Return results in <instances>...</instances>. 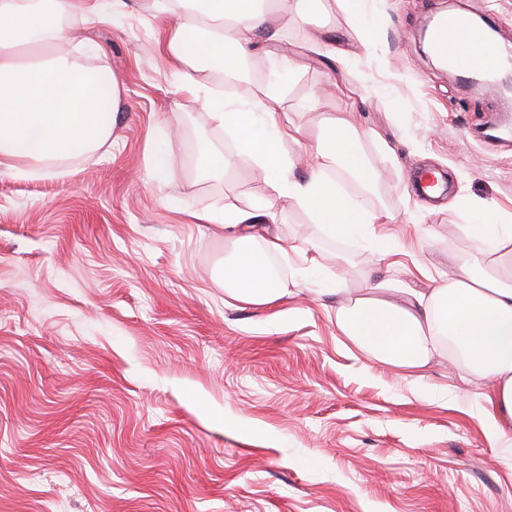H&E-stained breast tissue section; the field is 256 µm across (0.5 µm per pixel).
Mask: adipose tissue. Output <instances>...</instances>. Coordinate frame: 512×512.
Instances as JSON below:
<instances>
[{
  "mask_svg": "<svg viewBox=\"0 0 512 512\" xmlns=\"http://www.w3.org/2000/svg\"><path fill=\"white\" fill-rule=\"evenodd\" d=\"M158 14L177 15L163 39L166 55L182 91L203 95L218 126L236 136L237 148H213L203 162L221 175L243 164L269 173L275 187L307 210L328 232L372 228L387 216L366 209L336 181L342 172L368 185L377 171L358 151L361 133L351 112H344L319 135L284 122L281 99L267 85L256 87L247 107L213 95L208 68L229 76L271 44L287 51L289 27H309L308 0H154ZM78 13L76 0H0V167L20 174L34 163L65 160L66 146L78 140L93 153L112 136V114L101 111L89 85L94 71L79 49H66L67 21ZM307 150L309 176L290 177L282 153L286 141ZM203 222L224 227L230 250L224 262V292L232 300L269 305L288 290L271 278L266 261L287 253L268 201L241 209L225 204ZM470 236L474 250L434 288L398 289L397 299L369 284L350 294L337 278L336 326L357 348L377 361L417 371L454 341L461 354L463 381H480L495 435L512 441V220L495 211L480 212Z\"/></svg>",
  "mask_w": 512,
  "mask_h": 512,
  "instance_id": "adipose-tissue-1",
  "label": "adipose tissue"
}]
</instances>
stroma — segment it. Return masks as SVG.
<instances>
[{
  "mask_svg": "<svg viewBox=\"0 0 512 512\" xmlns=\"http://www.w3.org/2000/svg\"><path fill=\"white\" fill-rule=\"evenodd\" d=\"M315 11L362 47L343 64L262 58L286 119L307 128L355 107L380 173L346 193L395 214L387 270L354 235L346 286L425 289L416 262L447 273L469 251L473 213L512 215V99L460 86L416 39L442 10L484 19L512 48V0H349ZM109 11L84 0L75 34L88 63L120 83L112 141L72 155L63 175L0 170V512H512V449L498 445L484 389L443 355L409 374L375 361L336 327V237L241 165L200 167L202 136L236 140L201 98L179 91L150 0ZM193 128L165 176L152 166L167 125ZM434 169L432 201L409 187ZM273 203L280 234L309 262L281 258L288 297L224 294V229L199 222L225 203Z\"/></svg>",
  "mask_w": 512,
  "mask_h": 512,
  "instance_id": "1",
  "label": "stroma"
}]
</instances>
